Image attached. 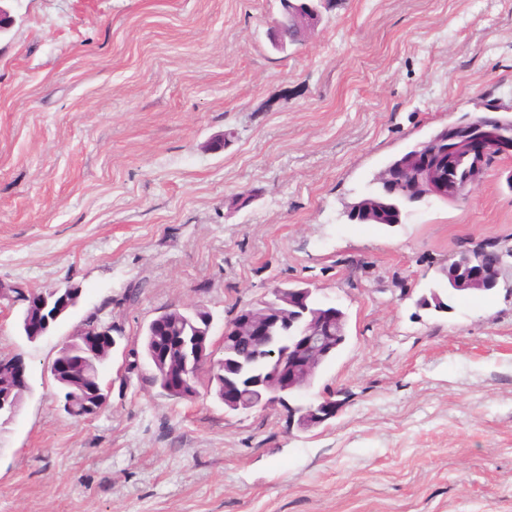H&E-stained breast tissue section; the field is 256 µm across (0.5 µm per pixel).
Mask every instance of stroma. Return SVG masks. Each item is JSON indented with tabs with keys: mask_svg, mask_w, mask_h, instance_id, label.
Returning a JSON list of instances; mask_svg holds the SVG:
<instances>
[{
	"mask_svg": "<svg viewBox=\"0 0 512 512\" xmlns=\"http://www.w3.org/2000/svg\"><path fill=\"white\" fill-rule=\"evenodd\" d=\"M7 8L0 285L82 293L35 342L22 304L0 301V358L21 356L30 384L0 427V512H512V157L400 224L344 214L408 146L512 107V0H333L283 50L279 0ZM486 243L505 253L494 293L419 306L447 295L453 254ZM297 282L348 315L300 397L341 395L320 426L121 373L161 312L207 307L219 359L225 321ZM107 302L108 405L75 417L51 365Z\"/></svg>",
	"mask_w": 512,
	"mask_h": 512,
	"instance_id": "obj_1",
	"label": "stroma"
}]
</instances>
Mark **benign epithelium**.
I'll return each mask as SVG.
<instances>
[{"label":"benign epithelium","mask_w":512,"mask_h":512,"mask_svg":"<svg viewBox=\"0 0 512 512\" xmlns=\"http://www.w3.org/2000/svg\"><path fill=\"white\" fill-rule=\"evenodd\" d=\"M283 15L304 30L313 31L321 22L320 4L315 0H282ZM512 155V137L501 131L497 119H481L479 126L462 120L441 129L422 149L403 157L399 166L383 173L391 191L399 190L414 205L431 198L456 201L465 197L481 181L488 155ZM502 252L474 250L448 260L447 288L452 294H489L500 283ZM73 287L54 289L41 295L45 317L26 316L24 336L35 341L48 335L76 306ZM315 289L308 286L288 289L284 305L270 307L251 303L224 324V342H241L246 351L241 358L226 357L222 403L227 412L264 411L280 406L288 417H297V426L308 430L336 416L343 401L330 395L316 403L293 405L297 393L310 386V376L323 357L325 334L341 327L343 315L334 306L314 307ZM112 322L86 320L73 332L79 347L78 358L58 357L51 366L54 379L72 380L116 346ZM8 370L11 386L0 391V419L9 421L18 412L17 393L29 388L23 359L0 360V370ZM165 391L189 399L193 386L188 369L163 370Z\"/></svg>","instance_id":"7a95c632"}]
</instances>
